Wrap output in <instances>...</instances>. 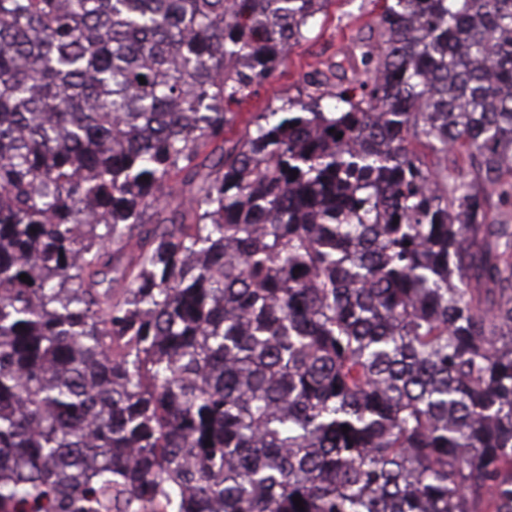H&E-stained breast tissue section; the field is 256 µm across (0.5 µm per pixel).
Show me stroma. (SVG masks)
Masks as SVG:
<instances>
[{
  "mask_svg": "<svg viewBox=\"0 0 512 512\" xmlns=\"http://www.w3.org/2000/svg\"><path fill=\"white\" fill-rule=\"evenodd\" d=\"M378 13L373 0H331L306 39L292 47L277 81L259 88L244 105L241 121L279 106L283 98L304 97L320 74L343 88L364 79L360 46L371 41Z\"/></svg>",
  "mask_w": 512,
  "mask_h": 512,
  "instance_id": "1",
  "label": "stroma"
}]
</instances>
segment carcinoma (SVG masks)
Returning <instances> with one entry per match:
<instances>
[{
  "mask_svg": "<svg viewBox=\"0 0 512 512\" xmlns=\"http://www.w3.org/2000/svg\"><path fill=\"white\" fill-rule=\"evenodd\" d=\"M330 2L0 0V512H512V0ZM373 1L332 0L307 38L292 47L277 81L259 88L244 105L239 128L255 112L280 106L282 98L306 99L305 94L313 89L308 85L323 79L318 73L328 76L335 87L353 86L355 80L366 79L359 45L374 41L379 8ZM336 63H342L343 69L337 71Z\"/></svg>",
  "mask_w": 512,
  "mask_h": 512,
  "instance_id": "cac0c4a2",
  "label": "carcinoma"
}]
</instances>
